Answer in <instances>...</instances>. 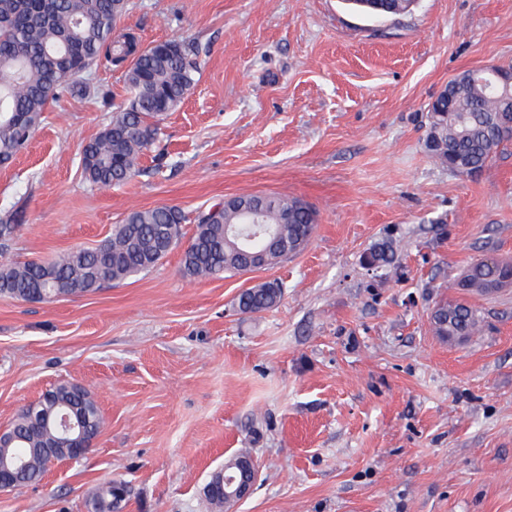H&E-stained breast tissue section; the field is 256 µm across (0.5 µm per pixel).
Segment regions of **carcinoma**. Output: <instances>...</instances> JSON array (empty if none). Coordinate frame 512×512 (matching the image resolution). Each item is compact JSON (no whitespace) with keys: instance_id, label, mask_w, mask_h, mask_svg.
I'll return each mask as SVG.
<instances>
[{"instance_id":"cac0c4a2","label":"carcinoma","mask_w":512,"mask_h":512,"mask_svg":"<svg viewBox=\"0 0 512 512\" xmlns=\"http://www.w3.org/2000/svg\"><path fill=\"white\" fill-rule=\"evenodd\" d=\"M128 0H0V166L8 165L26 146L40 123L45 107L65 95L85 97L95 91L87 73L94 66L119 65L131 60L125 71L130 97L112 113L110 124L82 151L85 179L94 185L124 182L135 171L143 151L157 140L156 122L173 111L193 88L200 69L199 47L194 41L167 40L147 47L137 56L127 38L116 39V18L125 15ZM456 112L448 113V104ZM512 109L496 91L472 71L448 82L428 113L426 149L442 167L466 175L479 171L512 140L499 131V113ZM195 233L183 250V275L218 278L238 273L246 261L244 250L262 249L271 267L298 254L308 244L317 212L307 203L275 194L232 198V203L195 218ZM186 215L173 205L155 206L130 213L112 229V236L95 247H75L50 260L0 264V295L28 302H46L57 294H87L111 281L125 280L157 266L178 246ZM18 215L0 218V244L14 238ZM394 261L392 244L374 248L368 266L388 269ZM283 290L263 282L237 297L240 313L254 315L278 305ZM433 330L445 340L476 333L483 318L463 302H440L430 315ZM70 411L80 420L82 437H62L59 455L76 443L90 444L102 424L100 409L83 387L61 384L39 400L23 407L7 434L8 447L0 457H22L14 474L15 486L43 480L50 460L34 453L46 438L56 434V415ZM96 512L117 508L112 485L94 494Z\"/></svg>"}]
</instances>
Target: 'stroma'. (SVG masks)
Returning a JSON list of instances; mask_svg holds the SVG:
<instances>
[{"mask_svg":"<svg viewBox=\"0 0 512 512\" xmlns=\"http://www.w3.org/2000/svg\"><path fill=\"white\" fill-rule=\"evenodd\" d=\"M129 3L115 35L198 42L196 84L112 187L86 181L81 156L129 96L124 67L92 72L110 105L50 103L0 168V215L23 212L0 262L96 246L165 204L186 214V243L232 195L299 198L318 223L300 253L247 275L187 279L176 248L92 293L0 296V431L66 381L103 416L81 459L0 492V512H85L112 480L130 490L119 512H205L211 472L244 449L259 476L233 512H512V286L457 285L481 258L512 263V141L468 176L425 149L451 78L512 69V0L381 19L342 0ZM386 241L385 275L365 257ZM261 281L282 284L280 303L240 314ZM455 300L483 323L446 341L430 313Z\"/></svg>","mask_w":512,"mask_h":512,"instance_id":"stroma-1","label":"stroma"}]
</instances>
